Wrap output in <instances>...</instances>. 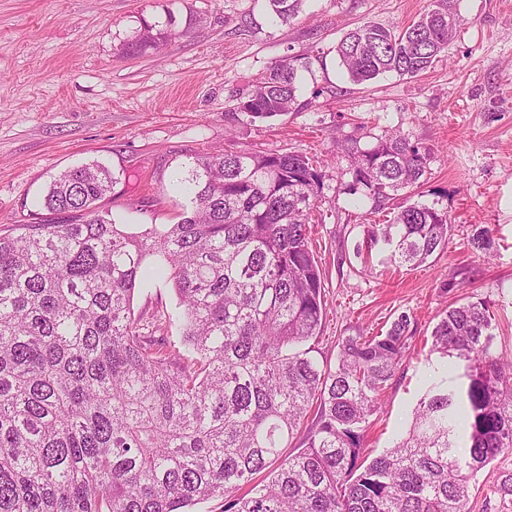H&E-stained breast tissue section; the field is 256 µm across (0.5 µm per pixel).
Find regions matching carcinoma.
<instances>
[{
  "mask_svg": "<svg viewBox=\"0 0 512 512\" xmlns=\"http://www.w3.org/2000/svg\"><path fill=\"white\" fill-rule=\"evenodd\" d=\"M301 2L269 0L273 19ZM457 2L431 0L402 29L348 31L336 53L349 79L426 71L457 34ZM169 37L148 26L124 50ZM308 68L299 56L272 64L237 109L286 114ZM347 153L348 194L375 210L420 186L429 160L394 133ZM324 178L293 152L201 157L180 178L182 219L136 231L104 205L106 167L52 178L45 216L0 234V512H186L216 496L224 512H467L471 479L512 450V357L492 350L486 302L449 306L432 348L466 383L433 381L407 432L367 459L369 418L414 321L403 312L384 332L339 338L333 368L312 355L325 308L310 224ZM451 230L448 211L413 202L370 226L369 242L417 266ZM157 281L175 307L134 317L135 293ZM300 433L304 448L287 452Z\"/></svg>",
  "mask_w": 512,
  "mask_h": 512,
  "instance_id": "1",
  "label": "carcinoma"
}]
</instances>
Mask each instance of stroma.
Returning a JSON list of instances; mask_svg holds the SVG:
<instances>
[{"instance_id": "stroma-1", "label": "stroma", "mask_w": 512, "mask_h": 512, "mask_svg": "<svg viewBox=\"0 0 512 512\" xmlns=\"http://www.w3.org/2000/svg\"><path fill=\"white\" fill-rule=\"evenodd\" d=\"M429 0H304L272 23L268 0H0V232L33 222L51 177L100 162L116 181L107 204L121 224H173L188 199L175 173L227 149H286L325 160L312 226L324 281L320 360L337 362L339 338L375 334L402 312L417 332L365 450L376 456L408 429L442 360L429 345L453 303L487 302L494 350L512 355V0H458L464 20L423 74L389 73L364 84L343 74L335 52L365 22L402 27ZM168 31L160 49L123 46L144 26ZM308 58L298 102L272 120L237 111L276 61ZM394 132L430 151L422 200L448 212L447 249L416 268L387 264L368 247L370 225L390 211L354 203L349 158L337 144L366 148ZM489 227L497 255L471 247ZM456 278L447 291L442 282ZM502 453L471 481L468 512H506Z\"/></svg>"}]
</instances>
